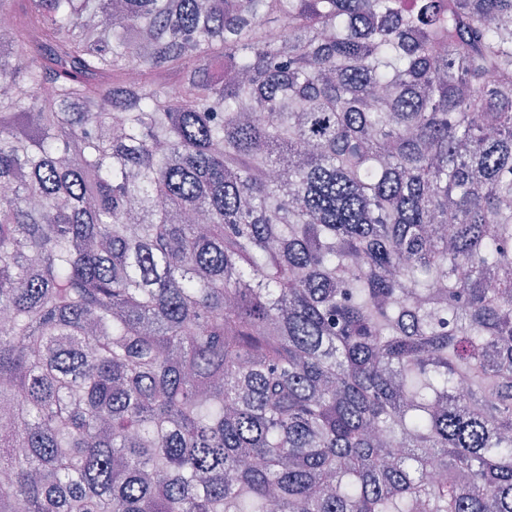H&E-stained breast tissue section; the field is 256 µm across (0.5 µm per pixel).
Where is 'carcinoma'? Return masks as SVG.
Masks as SVG:
<instances>
[{"instance_id": "cac0c4a2", "label": "carcinoma", "mask_w": 512, "mask_h": 512, "mask_svg": "<svg viewBox=\"0 0 512 512\" xmlns=\"http://www.w3.org/2000/svg\"><path fill=\"white\" fill-rule=\"evenodd\" d=\"M0 512H512V0H0Z\"/></svg>"}]
</instances>
